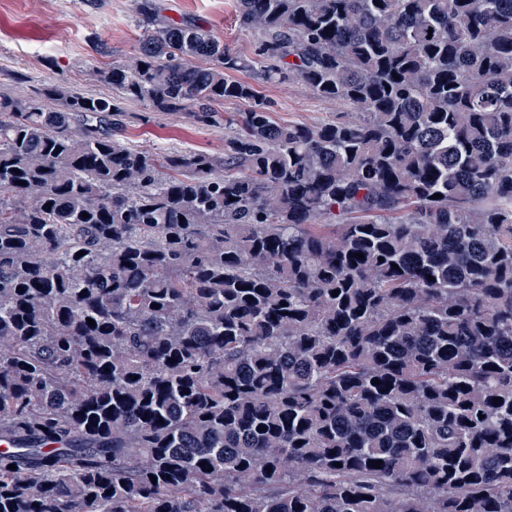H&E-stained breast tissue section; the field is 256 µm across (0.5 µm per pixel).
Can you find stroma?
<instances>
[{"label": "stroma", "mask_w": 512, "mask_h": 512, "mask_svg": "<svg viewBox=\"0 0 512 512\" xmlns=\"http://www.w3.org/2000/svg\"><path fill=\"white\" fill-rule=\"evenodd\" d=\"M157 2L174 21L202 25L233 51L252 55L255 37L239 27L234 0ZM142 37L134 0H0V93L27 96L62 85L85 95L111 96L104 71L136 55ZM237 78L254 84L280 122L317 124L341 110L297 82L265 83L247 71ZM245 108L238 101L218 103L223 122L206 127L190 113L159 112L148 102L130 100L119 137L137 147L215 153L232 133V119Z\"/></svg>", "instance_id": "stroma-1"}]
</instances>
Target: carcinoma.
Returning <instances> with one entry per match:
<instances>
[{"label": "carcinoma", "mask_w": 512, "mask_h": 512, "mask_svg": "<svg viewBox=\"0 0 512 512\" xmlns=\"http://www.w3.org/2000/svg\"><path fill=\"white\" fill-rule=\"evenodd\" d=\"M135 5L114 96L0 97V512H512V0H236L250 58ZM230 75L235 79L253 84L267 101L278 122L317 124L336 118V113L339 112H355L348 107L319 100L301 83L294 82L288 85L264 83L247 71L232 72ZM214 108L223 122L206 127L194 122L189 112H156L146 101H126L118 138L126 144L143 148L219 152L224 146V136L230 135L234 127L224 126V119H236L239 112H244L246 104L224 101L214 104Z\"/></svg>", "instance_id": "obj_1"}]
</instances>
